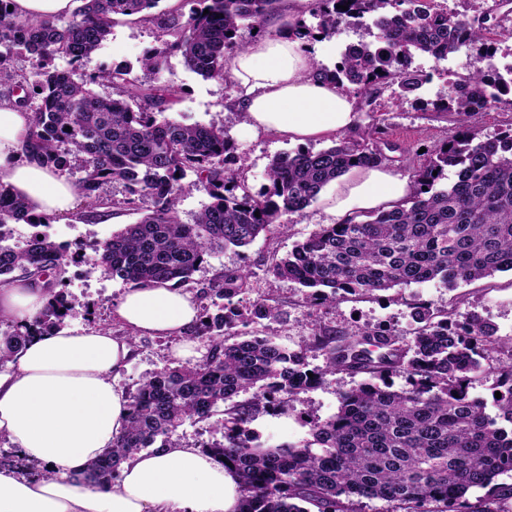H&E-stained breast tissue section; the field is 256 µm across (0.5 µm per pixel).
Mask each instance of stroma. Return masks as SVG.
<instances>
[{
	"instance_id": "stroma-1",
	"label": "stroma",
	"mask_w": 512,
	"mask_h": 512,
	"mask_svg": "<svg viewBox=\"0 0 512 512\" xmlns=\"http://www.w3.org/2000/svg\"><path fill=\"white\" fill-rule=\"evenodd\" d=\"M369 25H343L333 34L310 40L308 50L314 62L334 67L340 49L348 43L372 40ZM158 30L140 15L118 17L109 39L97 50L93 66H126L129 80L134 84H155L176 90L177 99L166 111L168 120L187 125H207L223 122L241 158L242 183L254 193L268 185L267 171L273 157L298 149V142L273 134L252 132L245 120L230 112L229 106L238 93L237 86L224 77L205 78L188 69L181 57L174 56L160 74L143 71L141 57L159 47ZM476 52L468 48L448 60H435L427 55H415L413 65L423 71L427 81L418 98L398 100L393 88L380 91L373 103L355 96L358 124L354 138L365 131L380 127L390 143L408 149L415 163H423V149L442 142L451 123L446 114L435 111L434 103L448 96V84L472 68ZM122 183L106 184L102 189L105 203L100 215L91 221L76 219L74 214L55 215L43 230L53 239L69 245L72 261L58 271L63 290L76 304L67 322L75 327H97L111 322L114 335L122 336L126 327L113 319L115 303L127 291V284L109 274L92 271L100 243L112 233L139 221V214L112 208V201L122 199ZM289 228L284 234H263L249 246L230 247L214 254L193 275L191 290L208 286L227 270H242L249 275L251 287L234 297L240 310L263 299L275 301L285 313L284 323L263 320H240L234 331L242 336H272L280 344L303 351L310 365L321 366L325 357L312 349L313 336L319 330H330L352 336L364 328L389 325L402 340H409L414 322L412 306L426 303L437 308L461 313L475 312L490 320L498 336L512 337V271H499L473 282H461L449 288L439 281H427L404 288H393L371 296H350L335 305L311 308L305 301L304 290L298 284L274 277L269 272L273 259L284 256L295 243L306 240L324 225L336 223L337 218L326 209L325 196H318L304 211L288 215ZM178 337L141 336L136 338L133 353L125 367L115 377V384L124 392H132L146 376L172 364L173 350ZM358 377L343 372L326 375L321 385L294 397L288 408L259 413L251 427L259 442L277 445L305 438L311 419H324L336 413L341 395L355 387Z\"/></svg>"
}]
</instances>
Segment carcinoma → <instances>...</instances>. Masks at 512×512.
Returning a JSON list of instances; mask_svg holds the SVG:
<instances>
[{
	"label": "carcinoma",
	"mask_w": 512,
	"mask_h": 512,
	"mask_svg": "<svg viewBox=\"0 0 512 512\" xmlns=\"http://www.w3.org/2000/svg\"><path fill=\"white\" fill-rule=\"evenodd\" d=\"M68 17L23 18L0 0V85L23 92L15 104L32 113L26 158L56 174L79 173L76 218L86 220L103 205V185L120 182L125 196L112 206L143 212L97 249L90 272L104 271L133 287H181L217 250L244 247L262 233L288 231L283 217L303 211L331 182L353 169L377 168L396 146L371 130L372 141L348 135L313 152L300 148L274 157L269 185L258 195L241 188L227 166L235 146L224 125L187 126L162 117L177 92L161 85H134L121 65L90 67L93 54L112 34L118 16L142 15L159 29L162 48L142 65L158 74L178 54L190 70L224 75L232 56L248 44L245 32L264 29L277 0H193L189 14L152 10L161 0H81ZM348 9L342 10L340 6ZM494 3L472 18L447 15L428 0H312L316 29L327 35L342 23L369 18L375 40L358 42L335 68L314 65L313 75L354 86L370 100L384 86L399 96L415 93L426 76L412 67L414 55L445 60L461 47L486 45L496 26ZM27 59L29 73L16 68ZM484 65L459 77L465 92L449 96L437 111L456 116L448 138L411 171L409 196L387 207L322 226L277 259L270 272L307 289L312 307L344 294L371 295L438 279L454 286L497 271L512 270V127L482 139L469 118L498 105L512 106V75ZM66 62L65 68L55 64ZM115 93L101 95L97 86ZM456 179L448 181V169ZM198 183L211 202L192 224L177 214L181 195ZM49 223L33 216L25 200L0 181V285L19 270L49 296L29 324L0 319V367L15 359L35 332L57 329L73 302L53 274L71 259L67 247L44 232L24 246L8 243L7 224ZM250 288L249 275L227 270L200 289L197 298L222 299L210 310L199 305L190 335L208 339L207 352L192 366L167 367L144 378L129 396L127 427L112 447L71 473L72 480L109 484L133 454L169 443L185 421L209 419L233 397L254 391L233 406L222 440L204 449L226 458L238 485L233 512H352V498L379 499L386 512H512V357L494 369L495 414L470 394L481 361L512 342L476 313L412 307L417 324L409 347L390 329H366L336 339L321 330L313 347L325 366L309 367L303 352L271 337L229 341L242 313L232 299ZM250 320H283L277 305L256 302ZM336 371L367 375L340 396L338 410L309 422L300 443L266 446L251 429L256 414L288 407L293 397ZM314 377H309L308 373ZM406 385L395 389L390 377Z\"/></svg>",
	"instance_id": "1"
}]
</instances>
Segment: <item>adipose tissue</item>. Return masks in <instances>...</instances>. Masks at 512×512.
Masks as SVG:
<instances>
[{"mask_svg": "<svg viewBox=\"0 0 512 512\" xmlns=\"http://www.w3.org/2000/svg\"><path fill=\"white\" fill-rule=\"evenodd\" d=\"M312 58L289 28L253 40L234 57L228 78L240 93L235 107L254 132L304 142L351 130L353 100L336 84L313 79ZM30 113L0 101V181L25 197L32 213L72 210L76 187L23 155ZM408 192V183L382 168L356 173L336 193L337 216L351 218ZM47 301L19 280L0 287V317L28 323ZM131 333L180 335L197 320L193 297L166 285L134 288L115 307ZM131 346L101 328L62 326L34 336L0 372V435L26 463L52 476L0 467V512H233L238 487L221 457L176 442L134 454L104 486L76 483L70 472L95 459L123 431L128 398L113 376Z\"/></svg>", "mask_w": 512, "mask_h": 512, "instance_id": "adipose-tissue-1", "label": "adipose tissue"}]
</instances>
